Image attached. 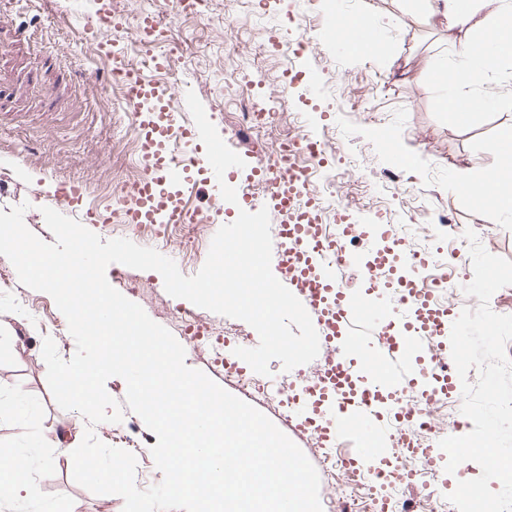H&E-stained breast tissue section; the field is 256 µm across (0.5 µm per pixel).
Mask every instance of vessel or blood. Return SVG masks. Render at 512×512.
<instances>
[{"label": "vessel or blood", "mask_w": 512, "mask_h": 512, "mask_svg": "<svg viewBox=\"0 0 512 512\" xmlns=\"http://www.w3.org/2000/svg\"><path fill=\"white\" fill-rule=\"evenodd\" d=\"M93 23L104 38H111L117 27L112 0H97ZM125 76L128 103L153 134L142 151L141 181L122 191L132 202L126 221L187 223L178 192L186 183V169L159 156L155 142L177 129L174 113L155 105L172 90L132 70ZM267 176L271 189L264 205L281 219L278 279L304 305L322 346L336 352L335 361L322 372L301 377L303 399L297 410L326 445L355 439L360 448L354 460L367 478H374L376 460L390 437L388 424L399 415L395 399L416 388L433 403L447 392L431 372L426 343L427 337L446 335L447 311L430 288L427 256L405 252L402 239L392 241L393 251L402 255V267L399 287L391 288L363 269L362 256L352 247L353 239L365 236L364 225H347L333 236L318 229L310 167L279 162Z\"/></svg>", "instance_id": "vessel-or-blood-1"}]
</instances>
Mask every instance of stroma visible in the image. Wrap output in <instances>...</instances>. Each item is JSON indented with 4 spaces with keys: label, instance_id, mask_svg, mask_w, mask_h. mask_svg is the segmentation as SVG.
Instances as JSON below:
<instances>
[{
    "label": "stroma",
    "instance_id": "35a3bbf8",
    "mask_svg": "<svg viewBox=\"0 0 512 512\" xmlns=\"http://www.w3.org/2000/svg\"><path fill=\"white\" fill-rule=\"evenodd\" d=\"M118 21L136 26L142 13L159 16L166 36L154 53H173L171 73L158 83L177 87L171 112L193 127L186 105L194 91L224 142L260 169L268 150L302 134L325 145L327 162L317 167V201H332L322 221L371 225L374 248H384L383 228H407L405 248L437 260L458 253L450 267L456 320L477 298L463 288L473 278L466 230H474L491 254L512 260V212L487 223L481 210L461 192L462 173L480 177L493 166L492 151L512 125V67L489 71L481 85V107L466 125L446 108L440 71L452 63L444 29H430L409 17L401 0H232L212 10L181 9L176 0H120ZM93 0H0V210L25 205L24 223L47 243L42 207L54 204V189L78 182L80 198L63 208L101 240L125 238L172 259L183 275L203 266L217 230L233 222L238 206L211 211L205 233L186 245L174 231L143 237L122 222L128 206L123 181L140 176L141 142L136 118L112 87V59L94 52L84 38ZM299 15L310 48L300 54L273 53L263 44L273 29H287V13ZM339 14L363 20L372 34L374 54L326 41L324 31ZM429 67L427 78L417 76ZM313 71L316 86L288 85V75ZM283 107L270 127L254 131L241 114L250 97ZM431 227L422 236L419 227ZM109 283L184 344L187 366L223 382V369L209 353L187 343L178 308L188 302L170 296L158 272L123 267L107 272ZM137 288H130V281ZM54 337L68 360L76 352L65 316L47 293L23 285L8 258L0 255V399L11 415L0 418V452L20 451L33 460L29 490L0 505V512H117V495H96L72 477L70 455L46 447L55 431L84 429L78 412L61 409L47 383L42 357L44 337ZM54 467H43L45 458Z\"/></svg>",
    "mask_w": 512,
    "mask_h": 512
}]
</instances>
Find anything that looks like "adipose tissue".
<instances>
[{
  "label": "adipose tissue",
  "instance_id": "1",
  "mask_svg": "<svg viewBox=\"0 0 512 512\" xmlns=\"http://www.w3.org/2000/svg\"><path fill=\"white\" fill-rule=\"evenodd\" d=\"M420 17L424 24L457 32L453 42L456 64L448 81L452 89V106L466 105L468 112H475L481 100L472 86L486 71L500 63L512 65V28L505 26L497 11L488 7V0H421ZM494 44L490 57L477 56V39ZM506 173L504 163H497L485 170L480 180L463 177L461 186L466 198L480 202L487 221H496L500 212L512 208V196L498 192ZM31 459L22 453L0 455V502L11 501L28 482Z\"/></svg>",
  "mask_w": 512,
  "mask_h": 512
}]
</instances>
